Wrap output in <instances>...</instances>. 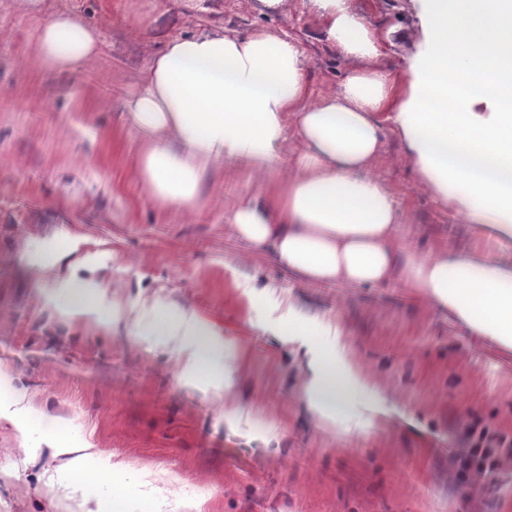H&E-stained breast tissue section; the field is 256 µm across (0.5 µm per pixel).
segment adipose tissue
Returning a JSON list of instances; mask_svg holds the SVG:
<instances>
[{"instance_id": "adipose-tissue-1", "label": "adipose tissue", "mask_w": 512, "mask_h": 512, "mask_svg": "<svg viewBox=\"0 0 512 512\" xmlns=\"http://www.w3.org/2000/svg\"><path fill=\"white\" fill-rule=\"evenodd\" d=\"M326 34L344 58L362 66L339 95L308 105L302 53L285 36L199 33L170 39L127 100L125 117L142 143L137 176L158 204L198 207L205 178L235 161L272 176L267 196L240 205L238 236L268 247L277 263L312 282L384 284L401 280L457 322L512 348V254L437 249L411 253L397 235L392 196L369 176L379 153L378 113H391L406 153L438 204L476 221L491 238L512 244V0H419L420 49L403 89L371 62L379 49L350 0H312ZM98 33L59 13L37 31L31 53L64 71L92 59ZM295 118L304 144L286 180L276 174ZM48 277L44 296L59 315L109 330L123 307L92 278ZM282 306L276 332L308 349L301 399L327 433L350 429L357 409L371 427L383 412L371 381L335 343V318ZM153 333L178 339L179 378L201 384L236 415L230 396L238 366L224 335L195 311L152 305Z\"/></svg>"}]
</instances>
